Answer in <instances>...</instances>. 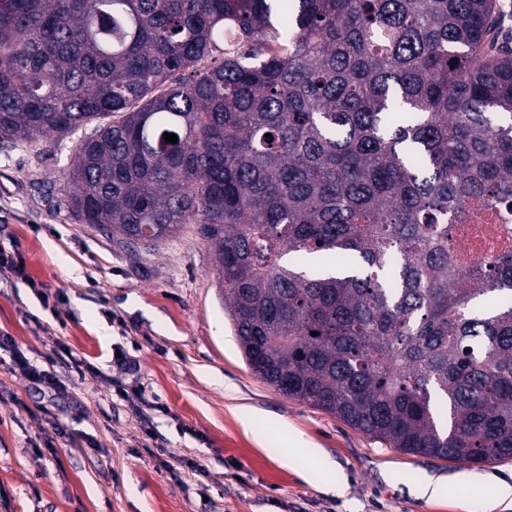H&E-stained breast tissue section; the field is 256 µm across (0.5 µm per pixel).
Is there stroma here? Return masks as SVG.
Segmentation results:
<instances>
[{"instance_id":"1","label":"stroma","mask_w":512,"mask_h":512,"mask_svg":"<svg viewBox=\"0 0 512 512\" xmlns=\"http://www.w3.org/2000/svg\"><path fill=\"white\" fill-rule=\"evenodd\" d=\"M74 144L0 151V247L31 278L0 267V334L70 392L43 398L0 350V512H512L485 503L512 461L404 454L257 378L195 225L135 254L67 210Z\"/></svg>"}]
</instances>
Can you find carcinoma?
Here are the masks:
<instances>
[{"instance_id": "obj_1", "label": "carcinoma", "mask_w": 512, "mask_h": 512, "mask_svg": "<svg viewBox=\"0 0 512 512\" xmlns=\"http://www.w3.org/2000/svg\"><path fill=\"white\" fill-rule=\"evenodd\" d=\"M0 0V146L78 138L66 208L215 246L250 370L404 453L512 460V51L496 0ZM177 135L178 142L164 140ZM344 261L337 263L336 256Z\"/></svg>"}]
</instances>
